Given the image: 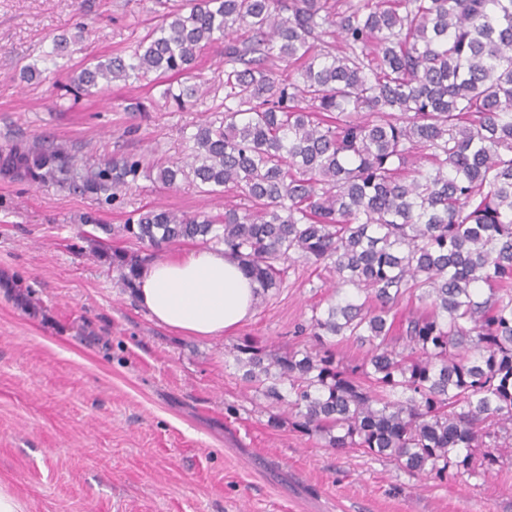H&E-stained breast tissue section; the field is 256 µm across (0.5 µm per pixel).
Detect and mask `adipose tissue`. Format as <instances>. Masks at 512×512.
Wrapping results in <instances>:
<instances>
[{"label":"adipose tissue","instance_id":"1","mask_svg":"<svg viewBox=\"0 0 512 512\" xmlns=\"http://www.w3.org/2000/svg\"><path fill=\"white\" fill-rule=\"evenodd\" d=\"M135 298L158 324L213 338L247 319L258 294L256 282L233 256L201 249L144 267Z\"/></svg>","mask_w":512,"mask_h":512}]
</instances>
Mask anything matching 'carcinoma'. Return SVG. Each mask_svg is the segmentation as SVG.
Segmentation results:
<instances>
[{
    "mask_svg": "<svg viewBox=\"0 0 512 512\" xmlns=\"http://www.w3.org/2000/svg\"><path fill=\"white\" fill-rule=\"evenodd\" d=\"M216 44L224 112L155 181L251 208L137 212L113 229L148 251L112 254L123 287L185 241L223 245L261 296L322 265L336 282L297 326L303 348L243 340L242 379L327 448L440 483L498 472L512 440V0H185L72 84L91 94L153 73L177 83L164 95L180 104ZM0 171L115 200L143 166L90 169L17 141Z\"/></svg>",
    "mask_w": 512,
    "mask_h": 512,
    "instance_id": "cac0c4a2",
    "label": "carcinoma"
}]
</instances>
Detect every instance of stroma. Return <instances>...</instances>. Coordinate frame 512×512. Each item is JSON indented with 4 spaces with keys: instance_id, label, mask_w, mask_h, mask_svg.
Returning a JSON list of instances; mask_svg holds the SVG:
<instances>
[{
    "instance_id": "obj_1",
    "label": "stroma",
    "mask_w": 512,
    "mask_h": 512,
    "mask_svg": "<svg viewBox=\"0 0 512 512\" xmlns=\"http://www.w3.org/2000/svg\"><path fill=\"white\" fill-rule=\"evenodd\" d=\"M160 11L156 0H0V148L49 140L87 165L184 159L185 136L223 108L216 49L199 54L203 94L181 108L160 81L66 89L81 66L133 50ZM63 33L73 41L52 57ZM28 65L35 78H23ZM227 201L142 177L112 202L0 174V278L33 302L0 288V491L22 512H512V469L420 481L290 420L270 426L230 353L247 338L293 342L295 324L326 309L332 274L289 271L237 328L200 339L157 325L91 251L92 234L125 247L106 229L140 209L217 217Z\"/></svg>"
}]
</instances>
